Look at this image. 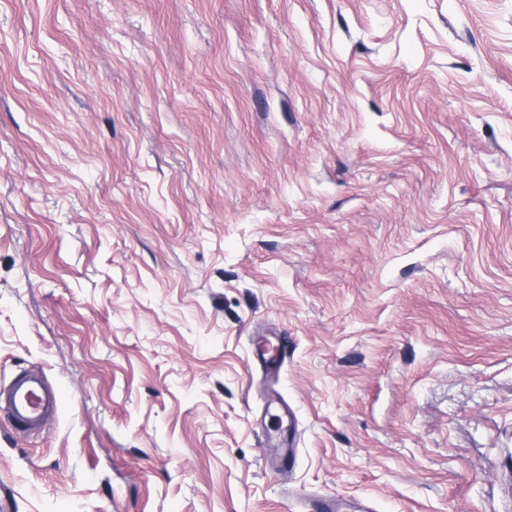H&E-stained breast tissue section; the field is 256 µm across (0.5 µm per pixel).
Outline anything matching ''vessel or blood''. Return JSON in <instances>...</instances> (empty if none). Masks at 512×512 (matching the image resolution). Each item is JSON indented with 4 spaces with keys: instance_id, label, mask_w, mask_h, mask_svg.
<instances>
[{
    "instance_id": "1",
    "label": "vessel or blood",
    "mask_w": 512,
    "mask_h": 512,
    "mask_svg": "<svg viewBox=\"0 0 512 512\" xmlns=\"http://www.w3.org/2000/svg\"><path fill=\"white\" fill-rule=\"evenodd\" d=\"M283 337H259L256 354L263 364L267 378L277 379L282 370L280 361ZM60 407V391L44 372L28 369L16 374L11 381L0 386V417L5 418L16 432L25 435L43 433L48 421L57 415ZM277 453L272 460L273 468H292L297 455L296 434L273 440ZM302 512H341V500L332 494L301 495Z\"/></svg>"
}]
</instances>
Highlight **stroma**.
Masks as SVG:
<instances>
[{
    "instance_id": "1",
    "label": "stroma",
    "mask_w": 512,
    "mask_h": 512,
    "mask_svg": "<svg viewBox=\"0 0 512 512\" xmlns=\"http://www.w3.org/2000/svg\"><path fill=\"white\" fill-rule=\"evenodd\" d=\"M31 368L61 407L0 421V512H512V0H0ZM285 336H274L273 339L267 336H260L257 339L256 354L264 364L263 370L267 378L275 380L282 370L280 360ZM271 448H279L278 452L272 459V466L278 470L291 469L297 455L298 440L296 430L288 428V436L272 440L269 444ZM302 503L299 511L304 512H340L342 510V501L332 494H314L299 495Z\"/></svg>"
}]
</instances>
